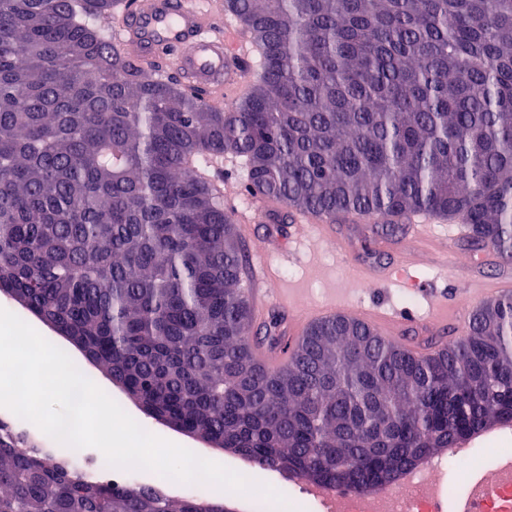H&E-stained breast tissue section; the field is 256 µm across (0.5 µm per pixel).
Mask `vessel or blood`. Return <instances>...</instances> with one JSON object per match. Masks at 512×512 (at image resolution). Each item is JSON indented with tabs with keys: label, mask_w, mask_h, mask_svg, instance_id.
Instances as JSON below:
<instances>
[{
	"label": "vessel or blood",
	"mask_w": 512,
	"mask_h": 512,
	"mask_svg": "<svg viewBox=\"0 0 512 512\" xmlns=\"http://www.w3.org/2000/svg\"><path fill=\"white\" fill-rule=\"evenodd\" d=\"M113 21L115 50L149 60L158 45L176 46V70L193 86L205 89L210 100L230 96L253 76L251 60L256 53L255 46L248 30L225 7L224 0H138L136 6L118 9ZM237 196L236 188L225 187V210L240 239L252 240L258 222H276L280 202L253 195L248 205L243 206L237 204ZM438 225V219L430 215L412 217L407 226L409 247L398 263L358 264L355 283L369 286L401 283L400 269L409 265L411 257L424 251L442 252L436 234ZM308 231L321 240L333 236L329 220L305 211L294 212L286 233L289 245H296ZM456 275L476 298L487 300L512 295V276H484L468 267L457 269ZM242 287L250 300L253 325H265L272 310H280L288 316V335L293 340L303 336L312 324L334 316L337 307L345 303L344 297L332 289L323 297L310 298L301 289L278 284L276 269L268 263L254 265ZM420 294L426 307L422 315L388 305L369 304L350 308L349 316L379 335L401 342L414 355L425 357L436 350L428 342V335L449 325L462 328L468 315L449 304L443 289L424 288Z\"/></svg>",
	"instance_id": "vessel-or-blood-1"
}]
</instances>
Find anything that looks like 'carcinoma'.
Segmentation results:
<instances>
[{
  "label": "carcinoma",
  "mask_w": 512,
  "mask_h": 512,
  "mask_svg": "<svg viewBox=\"0 0 512 512\" xmlns=\"http://www.w3.org/2000/svg\"><path fill=\"white\" fill-rule=\"evenodd\" d=\"M116 2L0 0V293L152 418L314 484L390 485L512 421V295L426 359L338 315L258 365L238 239L191 170L233 153L291 210L448 218L511 262L512 0H226L260 72L228 109L168 52L154 80L111 50ZM0 512L224 510L0 435Z\"/></svg>",
  "instance_id": "carcinoma-1"
}]
</instances>
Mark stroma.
Here are the masks:
<instances>
[{"label": "stroma", "mask_w": 512, "mask_h": 512, "mask_svg": "<svg viewBox=\"0 0 512 512\" xmlns=\"http://www.w3.org/2000/svg\"><path fill=\"white\" fill-rule=\"evenodd\" d=\"M271 231V224L265 222L257 224L255 239L242 248L245 264H252L255 256L260 255L264 257L266 262L280 263L282 278L288 284L308 289L311 293L318 294L328 288L343 289L348 292L350 301L354 304H366L380 300L400 309L413 311L420 309L422 298L419 292H400L386 285L381 286L379 292L376 293L358 288L350 282L348 268L344 262L338 259L336 254V244L341 241L348 246L352 259L387 264L396 261L401 249L406 247L405 235L386 231L385 227L379 224L340 221L336 224L335 241L320 242L310 238L297 244L291 256L282 258L279 257L277 252L271 251L267 247V239ZM380 240L386 242V251L377 250L376 243ZM447 261L449 267L452 268L475 265L483 272L504 270L512 275V265L508 267L501 266L498 254L492 246L486 245L474 249L463 238L456 239L447 253ZM1 306L10 307L14 314L33 327L41 336L50 339L52 344L66 351L84 376L93 379L99 388L150 433L162 438L177 439L182 447L202 454L203 458L217 459L228 468H236L239 461L237 455L205 447L200 441L148 417L136 402L130 399L119 387L113 385L97 367L85 359L79 350L71 346L64 338L56 335L54 331L35 318L20 304L0 294Z\"/></svg>", "instance_id": "stroma-1"}]
</instances>
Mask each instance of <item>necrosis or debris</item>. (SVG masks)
I'll return each instance as SVG.
<instances>
[{
	"mask_svg": "<svg viewBox=\"0 0 512 512\" xmlns=\"http://www.w3.org/2000/svg\"><path fill=\"white\" fill-rule=\"evenodd\" d=\"M511 439V426L495 427L481 439L461 440L446 456L426 459L408 470L395 486L359 491L314 484L306 486V500L317 504L321 512H512V451L494 456L486 472L475 448L479 442ZM459 467L468 468L469 477L457 493L447 475Z\"/></svg>",
	"mask_w": 512,
	"mask_h": 512,
	"instance_id": "obj_1",
	"label": "necrosis or debris"
}]
</instances>
